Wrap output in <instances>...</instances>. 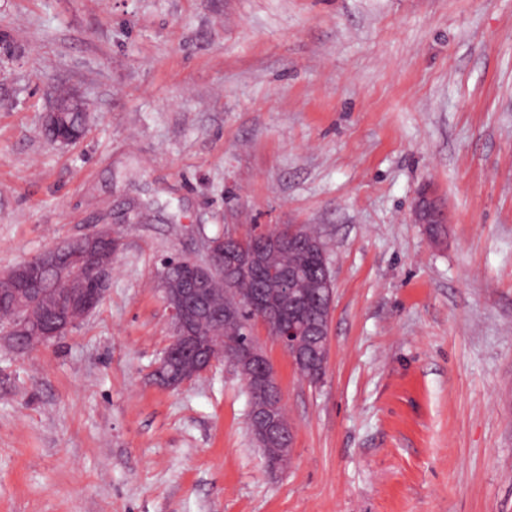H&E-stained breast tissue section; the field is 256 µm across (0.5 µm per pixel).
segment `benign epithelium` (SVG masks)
<instances>
[{
  "mask_svg": "<svg viewBox=\"0 0 512 512\" xmlns=\"http://www.w3.org/2000/svg\"><path fill=\"white\" fill-rule=\"evenodd\" d=\"M68 112L83 113L84 123L90 124L92 113L85 110L83 100L75 95L55 100L53 111L47 114L46 125L56 127L65 121ZM418 224H444L446 216L433 193H420L413 207ZM231 238L227 235L206 241V256L203 260L182 258V267L194 278L206 281L224 269V288L235 290L242 275L258 261L251 251L229 254ZM120 250V242L112 236L110 227L103 225L95 231L63 244H53L35 256L21 262L0 275V279L14 285L16 317L13 323L0 331V336L19 349H27L32 343L41 345L69 334L76 325L71 319L73 309L82 307L93 310L108 294L112 284L113 262ZM77 263L78 271L71 276L68 291L42 303V318L36 322L30 318L27 306L31 303V286L37 283L45 267L56 266L67 273L71 263ZM249 302L254 312L253 319L260 323L267 334L275 337L284 348L293 367L302 374L311 367L325 371L328 357L329 329L333 312L334 282L325 276L313 285V289L300 291L297 275L280 276L268 287L250 290L241 296ZM315 300L320 304L319 336L321 351L312 356L301 346V328L305 322L307 303ZM164 304L168 313L171 336L154 373L161 372L164 361L179 354L193 352L195 324L192 317L207 313L204 298L191 288L164 293ZM36 337L31 341L30 337ZM232 364L241 374L249 393L248 415L257 419L261 436H276L288 439L293 445L294 433L286 417L281 388L271 363L259 345H253L250 354L240 353L224 346V340L215 338L209 342L207 360L197 372H188L179 377L174 386H182L194 380L197 374L209 371L216 363Z\"/></svg>",
  "mask_w": 512,
  "mask_h": 512,
  "instance_id": "1",
  "label": "benign epithelium"
}]
</instances>
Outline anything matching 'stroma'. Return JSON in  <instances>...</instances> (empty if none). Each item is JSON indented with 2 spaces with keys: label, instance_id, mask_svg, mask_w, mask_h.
<instances>
[{
  "label": "stroma",
  "instance_id": "35a3bbf8",
  "mask_svg": "<svg viewBox=\"0 0 512 512\" xmlns=\"http://www.w3.org/2000/svg\"><path fill=\"white\" fill-rule=\"evenodd\" d=\"M0 38V271L122 243L68 335L0 340V512H512V0H0ZM60 88L93 114L68 145ZM283 224L335 293L318 384L252 327L294 427L273 471L233 366L152 370L161 259ZM83 103L84 101L82 99L73 94L64 99H56L53 111L47 114L46 125L49 127H57L65 121V115L67 112H84V123L87 128L92 119V113L85 109L87 106L84 108ZM49 127L45 128V133L46 136L54 142L58 136V132ZM413 215L416 223L429 225V234L433 237L445 235V212L430 190L420 193L414 203Z\"/></svg>",
  "mask_w": 512,
  "mask_h": 512
}]
</instances>
